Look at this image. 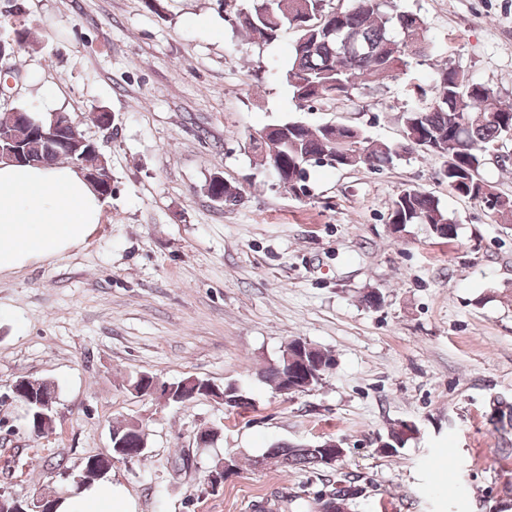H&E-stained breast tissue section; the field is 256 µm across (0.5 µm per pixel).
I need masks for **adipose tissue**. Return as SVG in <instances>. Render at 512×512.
Masks as SVG:
<instances>
[{
	"mask_svg": "<svg viewBox=\"0 0 512 512\" xmlns=\"http://www.w3.org/2000/svg\"><path fill=\"white\" fill-rule=\"evenodd\" d=\"M104 207V199L71 165L0 161V274L85 243Z\"/></svg>",
	"mask_w": 512,
	"mask_h": 512,
	"instance_id": "1",
	"label": "adipose tissue"
}]
</instances>
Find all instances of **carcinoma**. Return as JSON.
<instances>
[{"label": "carcinoma", "instance_id": "cac0c4a2", "mask_svg": "<svg viewBox=\"0 0 512 512\" xmlns=\"http://www.w3.org/2000/svg\"><path fill=\"white\" fill-rule=\"evenodd\" d=\"M236 28L262 42H273L281 33L295 35L285 81L302 106L351 99L359 86L378 88L414 59L428 56L433 47L425 37L424 19L397 8L395 0H354L347 8L334 9L327 0H252L250 8L236 16ZM29 41V32L16 23L14 14H0V48L15 52ZM489 87L474 81L464 70L448 66L426 87L410 89L412 104L402 111V136L395 143L369 141L357 126L325 124L312 129L298 121L276 124L263 140L251 139L279 184L295 195H306L308 167L366 166L382 170L413 154L442 159L439 175L457 195L480 202L495 220L512 225V196L498 190L483 174L487 157L512 133V102L500 97L488 100ZM430 147L422 150L416 142ZM30 163L45 164L59 158L69 162H98L100 152L72 156L62 148L37 139L27 144ZM207 192L223 198L226 207L244 202L242 191L210 179ZM389 223L426 224L441 239L457 235V225L434 195L415 187L404 189L393 202ZM309 389L323 380L334 365L333 356L310 348ZM111 432L125 439V455L135 460L145 454L143 431L137 423L114 425ZM270 458L284 468L321 465L322 450L311 444H283Z\"/></svg>", "mask_w": 512, "mask_h": 512}]
</instances>
